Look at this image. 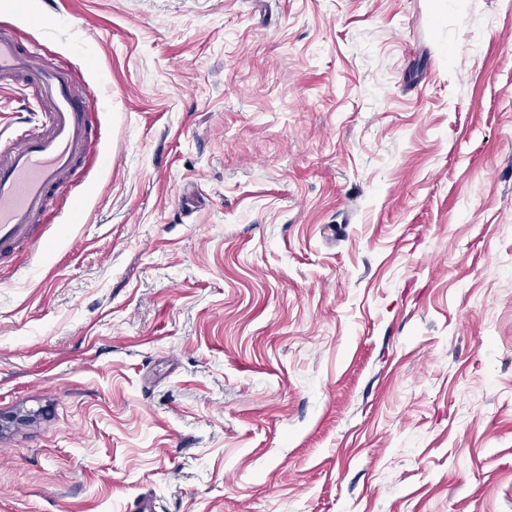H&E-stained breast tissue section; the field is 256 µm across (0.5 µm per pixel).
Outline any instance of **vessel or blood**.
<instances>
[{"label":"vessel or blood","mask_w":512,"mask_h":512,"mask_svg":"<svg viewBox=\"0 0 512 512\" xmlns=\"http://www.w3.org/2000/svg\"><path fill=\"white\" fill-rule=\"evenodd\" d=\"M20 77L30 82L25 100L39 119L0 144V255L29 238L50 196L74 180L85 157L99 152L88 123L96 100L75 91L68 69L44 65L37 52L1 30L0 85Z\"/></svg>","instance_id":"b4317fda"}]
</instances>
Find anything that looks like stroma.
<instances>
[{"label":"stroma","mask_w":512,"mask_h":512,"mask_svg":"<svg viewBox=\"0 0 512 512\" xmlns=\"http://www.w3.org/2000/svg\"><path fill=\"white\" fill-rule=\"evenodd\" d=\"M29 9L112 164L0 257V512H512V0Z\"/></svg>","instance_id":"obj_1"}]
</instances>
